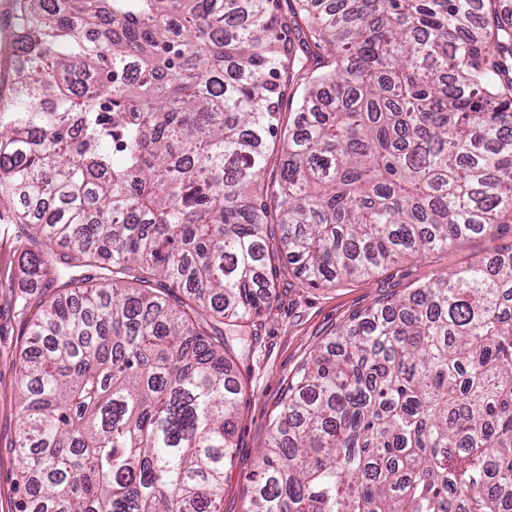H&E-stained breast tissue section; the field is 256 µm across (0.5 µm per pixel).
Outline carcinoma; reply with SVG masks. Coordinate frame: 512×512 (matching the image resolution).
I'll return each mask as SVG.
<instances>
[{"label": "carcinoma", "mask_w": 512, "mask_h": 512, "mask_svg": "<svg viewBox=\"0 0 512 512\" xmlns=\"http://www.w3.org/2000/svg\"><path fill=\"white\" fill-rule=\"evenodd\" d=\"M322 2L16 0L0 200L53 288L23 305L17 512H223L276 253L319 286L512 223V14ZM247 512H512V252L352 314Z\"/></svg>", "instance_id": "1"}]
</instances>
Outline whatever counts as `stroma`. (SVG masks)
Wrapping results in <instances>:
<instances>
[{
    "mask_svg": "<svg viewBox=\"0 0 512 512\" xmlns=\"http://www.w3.org/2000/svg\"><path fill=\"white\" fill-rule=\"evenodd\" d=\"M512 251V223L494 236H476L426 257L390 265L372 275L340 280L313 288L305 285L293 265L280 259L272 264L276 299L250 326L254 343L250 357L235 362L243 386L233 463L224 474V512H246L249 477L280 409L282 395L298 368L315 349L355 312L386 296L477 260ZM22 243L17 227L0 204V512H16L17 460L16 389L20 379L19 346L24 316L23 299L41 292L26 287L21 276Z\"/></svg>",
    "mask_w": 512,
    "mask_h": 512,
    "instance_id": "stroma-1",
    "label": "stroma"
}]
</instances>
